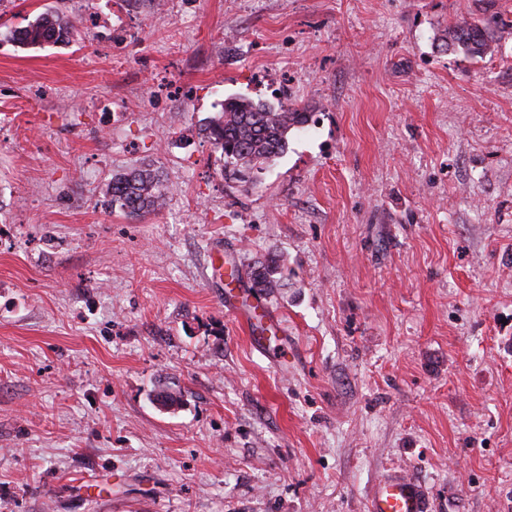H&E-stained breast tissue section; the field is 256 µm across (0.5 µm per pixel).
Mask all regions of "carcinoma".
<instances>
[{"mask_svg": "<svg viewBox=\"0 0 512 512\" xmlns=\"http://www.w3.org/2000/svg\"><path fill=\"white\" fill-rule=\"evenodd\" d=\"M75 26L68 19L45 13L28 25L12 31V39L21 47L36 48L68 42ZM512 34V18L493 12L479 20H462L448 28L442 39L447 50L481 56L490 42ZM313 114L297 108L255 102L234 95L224 99L222 111L202 129L204 136L224 156V180L251 183L264 165L284 154L289 134L304 130ZM168 193L160 178L150 169L112 177L106 190L108 202L132 217H142L161 208ZM280 264L272 256L250 272L251 287L259 292L279 287Z\"/></svg>", "mask_w": 512, "mask_h": 512, "instance_id": "obj_1", "label": "carcinoma"}]
</instances>
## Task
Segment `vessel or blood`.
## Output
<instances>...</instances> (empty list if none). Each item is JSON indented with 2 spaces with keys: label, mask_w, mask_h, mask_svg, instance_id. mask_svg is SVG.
<instances>
[{
  "label": "vessel or blood",
  "mask_w": 512,
  "mask_h": 512,
  "mask_svg": "<svg viewBox=\"0 0 512 512\" xmlns=\"http://www.w3.org/2000/svg\"><path fill=\"white\" fill-rule=\"evenodd\" d=\"M224 306L240 320L251 339L261 346H270L271 338L283 331L281 318L251 288H228ZM426 496L421 486L410 477L392 475L376 486L369 502V512H425Z\"/></svg>",
  "instance_id": "vessel-or-blood-1"
}]
</instances>
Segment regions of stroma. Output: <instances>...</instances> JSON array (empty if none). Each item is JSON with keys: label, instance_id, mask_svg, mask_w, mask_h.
I'll return each mask as SVG.
<instances>
[{"label": "stroma", "instance_id": "35a3bbf8", "mask_svg": "<svg viewBox=\"0 0 512 512\" xmlns=\"http://www.w3.org/2000/svg\"><path fill=\"white\" fill-rule=\"evenodd\" d=\"M70 42L24 49L43 12ZM512 0H0V512H512ZM314 121L251 187L230 95ZM155 170L144 218L113 175ZM267 295L255 349L209 251ZM181 393L179 405L157 400ZM505 34H512V19L501 12H493L479 20L457 21L446 31L442 46L446 51H463L481 57L490 42ZM168 193L160 178L150 169L112 177L106 190L107 201L128 216L142 217L156 212ZM279 261L278 257L273 255L265 262L255 266L249 276L251 288H242L243 284L241 283L240 275L237 280H234L236 277L234 272L229 273L231 281L227 285H231L234 280L239 288H224V307L236 319L241 321L254 342L260 346H266L274 352H276L275 350L280 344L276 343L272 346L271 338L260 335L256 326H265L264 328L267 329L266 333L277 336V334L281 335L284 330L283 323L281 318L257 291L262 293L267 288H278L280 286V279L277 277L280 273ZM246 296L249 297V303L244 305L242 298ZM368 508L369 512H425L426 496L410 477L392 475L376 486Z\"/></svg>", "mask_w": 512, "mask_h": 512}]
</instances>
